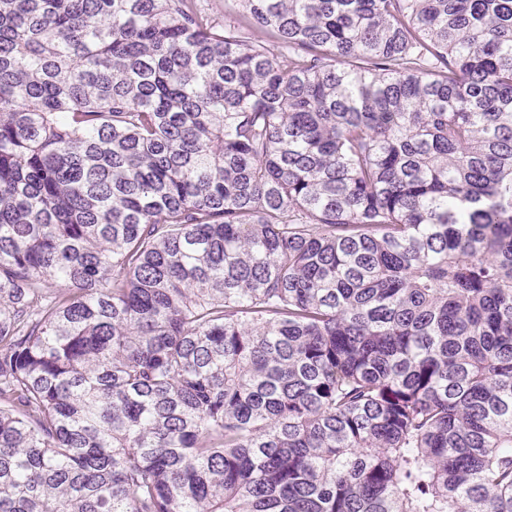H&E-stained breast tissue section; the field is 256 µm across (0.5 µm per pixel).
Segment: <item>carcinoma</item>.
I'll return each instance as SVG.
<instances>
[{"label":"carcinoma","mask_w":512,"mask_h":512,"mask_svg":"<svg viewBox=\"0 0 512 512\" xmlns=\"http://www.w3.org/2000/svg\"><path fill=\"white\" fill-rule=\"evenodd\" d=\"M0 512H512V0H0Z\"/></svg>","instance_id":"obj_1"}]
</instances>
